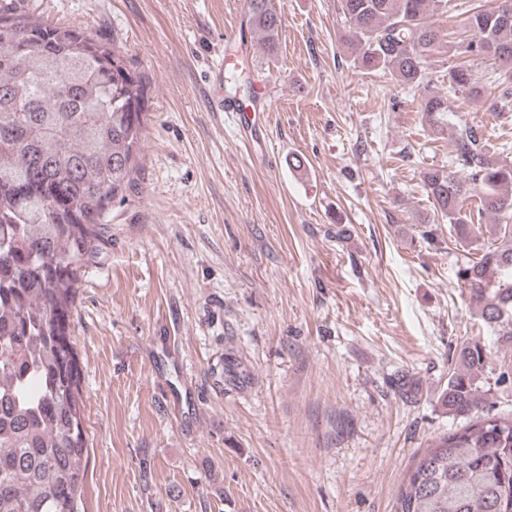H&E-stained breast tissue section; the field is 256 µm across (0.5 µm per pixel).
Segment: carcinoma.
Segmentation results:
<instances>
[{"instance_id":"1","label":"carcinoma","mask_w":512,"mask_h":512,"mask_svg":"<svg viewBox=\"0 0 512 512\" xmlns=\"http://www.w3.org/2000/svg\"><path fill=\"white\" fill-rule=\"evenodd\" d=\"M246 0L250 25L272 54L278 15ZM451 0H339L345 43L367 74L419 88V111L439 131L448 99L425 63L448 44V89L512 112V10H468L443 36L429 22ZM490 60L474 77L472 61ZM147 91L127 59L83 28L0 13V512H81L89 437L81 368L70 334L86 269L105 243L112 203L138 190ZM453 164L429 170L426 193L458 238L479 241L489 214L512 223V164L479 129L454 131ZM478 193L473 212L464 207ZM512 228L459 270L480 319L512 348ZM486 347L471 338L439 402L465 425L416 456L397 512H512V417L478 414L487 394Z\"/></svg>"}]
</instances>
